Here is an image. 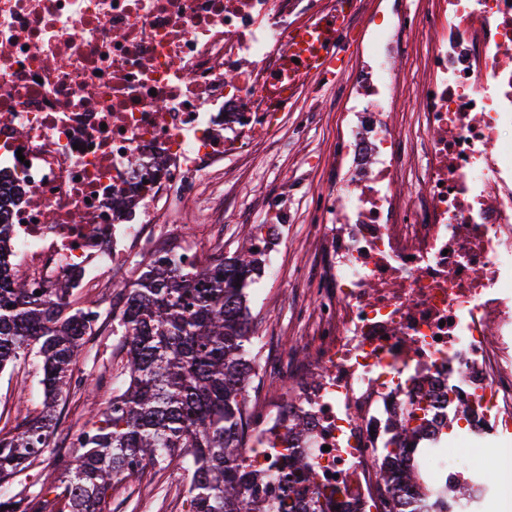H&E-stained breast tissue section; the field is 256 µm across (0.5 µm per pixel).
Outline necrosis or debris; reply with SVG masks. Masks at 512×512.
Masks as SVG:
<instances>
[{"label":"necrosis or debris","instance_id":"obj_1","mask_svg":"<svg viewBox=\"0 0 512 512\" xmlns=\"http://www.w3.org/2000/svg\"><path fill=\"white\" fill-rule=\"evenodd\" d=\"M337 0H0V193L33 289L86 287L125 264L159 203L187 204L247 153L288 95L289 35ZM431 47L415 89L425 132L393 124L398 24L356 72L307 357L250 415L260 488L328 512H384L382 451L409 423L419 486L455 489L482 449L512 497V0H410ZM416 163H407L409 155ZM418 187L407 198L400 180ZM455 452H431L441 432ZM303 451L314 484L285 480Z\"/></svg>","mask_w":512,"mask_h":512}]
</instances>
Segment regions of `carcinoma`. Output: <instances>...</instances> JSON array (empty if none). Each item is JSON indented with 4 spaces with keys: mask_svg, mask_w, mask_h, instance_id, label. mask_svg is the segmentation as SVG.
Returning <instances> with one entry per match:
<instances>
[{
    "mask_svg": "<svg viewBox=\"0 0 512 512\" xmlns=\"http://www.w3.org/2000/svg\"><path fill=\"white\" fill-rule=\"evenodd\" d=\"M11 226L0 223V371L34 351L42 358L41 410L0 429V512H112L114 476L177 463L189 478V512H301L281 497L265 502L246 488V429L255 376L249 356L246 289L260 274L257 253L212 257L180 268L158 252L135 261L140 275L117 289L123 387L101 403L77 442L58 454V482L33 495L13 494L4 479L45 452L58 424V402L85 385L74 378L79 353L100 316L88 299L72 304L62 286L35 295L9 258ZM390 512L402 510L392 482L412 485L415 470L384 475Z\"/></svg>",
    "mask_w": 512,
    "mask_h": 512,
    "instance_id": "1",
    "label": "carcinoma"
}]
</instances>
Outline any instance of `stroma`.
I'll use <instances>...</instances> for the list:
<instances>
[{
    "instance_id": "35a3bbf8",
    "label": "stroma",
    "mask_w": 512,
    "mask_h": 512,
    "mask_svg": "<svg viewBox=\"0 0 512 512\" xmlns=\"http://www.w3.org/2000/svg\"><path fill=\"white\" fill-rule=\"evenodd\" d=\"M392 5L393 0H362V9L347 32L334 86L321 89L302 81L276 137L257 135L253 150L225 161L221 179L205 182L186 213L150 227L148 243L178 234L184 243L195 246L207 236L220 245L225 256L232 257L247 245L250 232L268 211L287 208L290 220L279 229V272L274 276L261 273L247 289L252 313L251 354L257 372L253 397L274 398L283 393L282 379L267 370L270 359L296 363L305 355L302 322L316 306L307 278L322 260L311 198L331 184L329 162L346 126V95L355 87L354 71L365 57L373 21L382 20ZM429 48L425 36L411 38L407 53L399 60L405 84L394 124L410 143L421 134L413 93L426 77L424 57ZM135 278L133 266L128 265L103 276L101 287L84 288L72 296L78 306L90 298L97 300L101 317L96 335L82 347L74 370L86 386L71 391L57 408L60 421L53 437L54 452L72 453L76 432L90 419L92 398L86 387L94 386L99 378H111L117 369L112 355L117 341L112 334V285ZM40 378L39 360L33 355L0 373V427L15 426L34 414L43 399ZM187 488L188 476L178 466H149L136 478L114 485L112 512H186Z\"/></svg>"
}]
</instances>
